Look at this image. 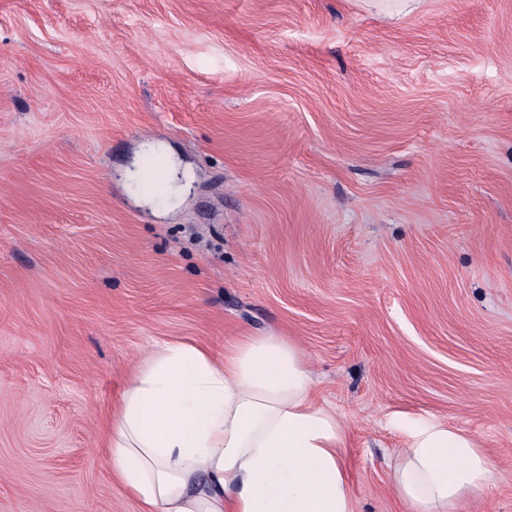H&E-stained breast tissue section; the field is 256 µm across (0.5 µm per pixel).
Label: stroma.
<instances>
[{"instance_id":"stroma-1","label":"stroma","mask_w":512,"mask_h":512,"mask_svg":"<svg viewBox=\"0 0 512 512\" xmlns=\"http://www.w3.org/2000/svg\"><path fill=\"white\" fill-rule=\"evenodd\" d=\"M268 334L359 512H402L390 421L427 416L501 472L461 512H512V0H0V512H141L124 384Z\"/></svg>"}]
</instances>
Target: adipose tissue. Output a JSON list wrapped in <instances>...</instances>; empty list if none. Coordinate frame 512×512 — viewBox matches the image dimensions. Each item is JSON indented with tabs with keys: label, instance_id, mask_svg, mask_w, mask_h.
<instances>
[{
	"label": "adipose tissue",
	"instance_id": "1",
	"mask_svg": "<svg viewBox=\"0 0 512 512\" xmlns=\"http://www.w3.org/2000/svg\"><path fill=\"white\" fill-rule=\"evenodd\" d=\"M343 421L315 397L295 344L245 336L223 355L164 343L122 391L109 466L142 512H358ZM501 478L470 432L404 429L391 486L405 512H458Z\"/></svg>",
	"mask_w": 512,
	"mask_h": 512
}]
</instances>
